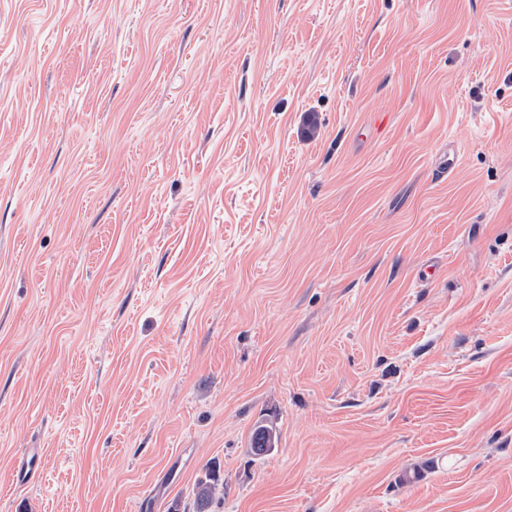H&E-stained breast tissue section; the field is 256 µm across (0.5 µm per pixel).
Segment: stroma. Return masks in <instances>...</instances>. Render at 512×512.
<instances>
[{"label": "stroma", "mask_w": 512, "mask_h": 512, "mask_svg": "<svg viewBox=\"0 0 512 512\" xmlns=\"http://www.w3.org/2000/svg\"><path fill=\"white\" fill-rule=\"evenodd\" d=\"M212 462L211 512H512V0H0V512ZM276 438V430L272 424L267 423L259 425L255 429L251 440V448L254 455H264L271 448H274ZM44 469V453L40 448H22L15 459L12 480L22 488L38 480Z\"/></svg>", "instance_id": "stroma-1"}]
</instances>
